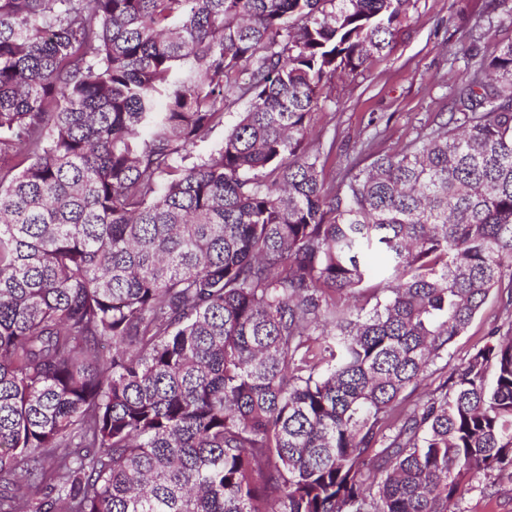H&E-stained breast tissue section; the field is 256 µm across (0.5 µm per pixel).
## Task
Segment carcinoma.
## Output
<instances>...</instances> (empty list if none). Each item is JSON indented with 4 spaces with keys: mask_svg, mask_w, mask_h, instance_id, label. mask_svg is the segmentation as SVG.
Returning a JSON list of instances; mask_svg holds the SVG:
<instances>
[{
    "mask_svg": "<svg viewBox=\"0 0 512 512\" xmlns=\"http://www.w3.org/2000/svg\"><path fill=\"white\" fill-rule=\"evenodd\" d=\"M412 6L0 0V512H463L512 479V325L411 399L512 298V41L339 184L305 146ZM246 106V100H242L236 106L227 111L224 118V126L219 127L212 131L208 140L205 143L199 144L196 148V153L203 154L213 146L221 143L224 139L225 132L230 129L237 121L238 114ZM511 323L512 303L508 300L507 289L493 290L466 333L455 340L442 360L430 366L423 387L434 388L440 380L448 376L453 366L460 365L467 359L473 346L481 342L484 336H488L497 329L504 331Z\"/></svg>",
    "mask_w": 512,
    "mask_h": 512,
    "instance_id": "obj_1",
    "label": "carcinoma"
}]
</instances>
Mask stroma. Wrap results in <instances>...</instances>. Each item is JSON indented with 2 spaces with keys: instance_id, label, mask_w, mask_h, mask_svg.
I'll list each match as a JSON object with an SVG mask.
<instances>
[{
  "instance_id": "35a3bbf8",
  "label": "stroma",
  "mask_w": 512,
  "mask_h": 512,
  "mask_svg": "<svg viewBox=\"0 0 512 512\" xmlns=\"http://www.w3.org/2000/svg\"><path fill=\"white\" fill-rule=\"evenodd\" d=\"M512 41V0H416L389 54L357 75H338L310 121L309 147L329 152L326 178L399 152L423 130L447 121L459 79L478 63L473 41ZM512 323V295L490 294L466 333L431 365L435 387L484 336Z\"/></svg>"
}]
</instances>
